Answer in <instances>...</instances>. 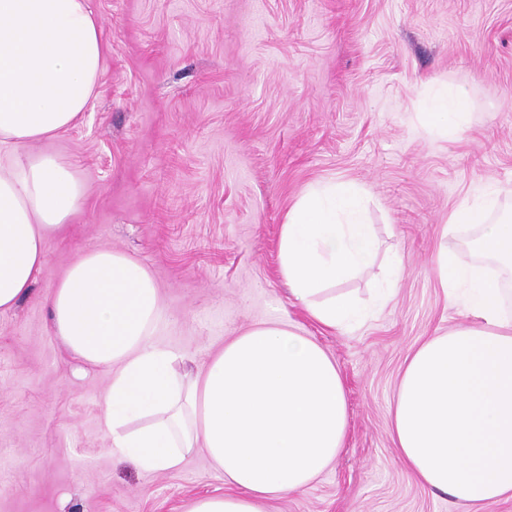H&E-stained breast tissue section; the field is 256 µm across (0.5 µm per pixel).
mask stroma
Here are the masks:
<instances>
[{"instance_id": "35a3bbf8", "label": "stroma", "mask_w": 512, "mask_h": 512, "mask_svg": "<svg viewBox=\"0 0 512 512\" xmlns=\"http://www.w3.org/2000/svg\"><path fill=\"white\" fill-rule=\"evenodd\" d=\"M105 47L78 124L29 147L69 164L82 206L47 242L30 294L0 314V512H184L224 490L203 451L145 472L114 456L108 375L53 336L48 298L74 258L109 246L141 261L163 297L154 339L202 368L260 323L299 327L335 361L348 423L335 464L270 512H466L400 463L391 409L406 359L467 324L434 257L483 256L444 236L461 202L512 209V0H87ZM466 87L468 128L430 133L429 95ZM352 182L379 242L337 285L370 303L345 331L314 321L279 276L290 207ZM395 293H375L392 256Z\"/></svg>"}]
</instances>
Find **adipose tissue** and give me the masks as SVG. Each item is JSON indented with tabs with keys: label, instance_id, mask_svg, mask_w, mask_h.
<instances>
[{
	"label": "adipose tissue",
	"instance_id": "adipose-tissue-1",
	"mask_svg": "<svg viewBox=\"0 0 512 512\" xmlns=\"http://www.w3.org/2000/svg\"><path fill=\"white\" fill-rule=\"evenodd\" d=\"M104 46L86 0H0V313L30 293L50 234L84 199L73 170L52 155L22 157L26 144L70 129L103 70ZM471 101L446 89L426 126L462 130ZM497 199L460 203L448 233L477 224L479 251L512 265V216L490 221ZM378 247L350 182L311 187L281 226L279 275L323 327L343 330L361 314L325 286L366 268ZM447 299L472 324L449 328L408 358L392 410L398 455L415 478L480 512L512 499V317L499 281L449 248L435 258ZM51 330L65 350L105 371L103 423L113 454L149 471L179 468L202 450L226 490L185 512H268L332 466L347 427L335 362L287 322L261 323L225 343L193 374L184 355L152 341L163 314L148 268L98 247L79 255L49 296Z\"/></svg>",
	"mask_w": 512,
	"mask_h": 512
}]
</instances>
